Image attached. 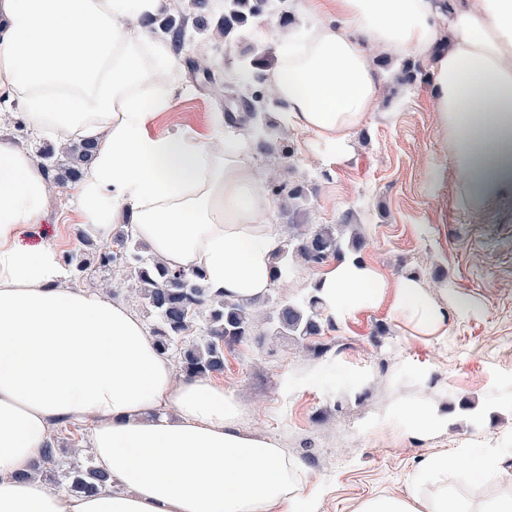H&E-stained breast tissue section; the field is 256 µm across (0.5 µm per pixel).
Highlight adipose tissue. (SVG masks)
Segmentation results:
<instances>
[{"instance_id":"1","label":"adipose tissue","mask_w":512,"mask_h":512,"mask_svg":"<svg viewBox=\"0 0 512 512\" xmlns=\"http://www.w3.org/2000/svg\"><path fill=\"white\" fill-rule=\"evenodd\" d=\"M313 23L278 38L265 82L288 131L334 153L367 120L378 94L368 49L430 62L439 122L471 207L512 196V0H299ZM165 0H0V123L19 116L57 144L92 140L74 187L85 235L112 242L115 225L169 268L200 273L210 293L263 298L282 239L268 222L248 141L153 135L172 111L175 45L151 36ZM52 182L26 142L0 136V512H319L305 463L273 439L243 434L233 390L177 375L140 318L102 291L68 286L58 251L25 247L48 214ZM325 309L371 305L384 283L340 261L317 276ZM394 306L419 336L448 333V314L402 280ZM92 425L90 447L111 481L84 494L38 475L50 427ZM447 454L424 457L398 495L355 512H512V492L486 506L448 484Z\"/></svg>"}]
</instances>
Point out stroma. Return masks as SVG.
<instances>
[{"label": "stroma", "mask_w": 512, "mask_h": 512, "mask_svg": "<svg viewBox=\"0 0 512 512\" xmlns=\"http://www.w3.org/2000/svg\"><path fill=\"white\" fill-rule=\"evenodd\" d=\"M224 0H171L164 19L208 44L207 69L183 48L176 78L185 88L173 111L149 126L158 134L181 129L213 134L216 112H246L263 83L240 75L261 53H273L285 29L312 19L296 0L268 9L216 35ZM379 95L345 154L332 156L306 133L275 127L271 141H287L291 156L252 149L260 189L271 180L301 186L307 224H358L363 242L346 257L378 271L389 286L414 278L435 292L448 312L444 336H414L402 324L391 294L373 306L336 317L308 347L291 339L251 336L225 352L216 381L235 391L245 414L240 428L276 440L302 458L324 489L320 512H354L373 492L400 493L406 476L430 454L457 459L453 485L473 504L512 489V467L496 482L470 484L468 448L512 451V200L476 210L466 201L433 106L428 72L399 80L402 64L373 50ZM82 219L69 184L54 185L44 223L22 237L60 254L85 249ZM423 404L437 417L426 433H408L399 410Z\"/></svg>", "instance_id": "obj_1"}]
</instances>
